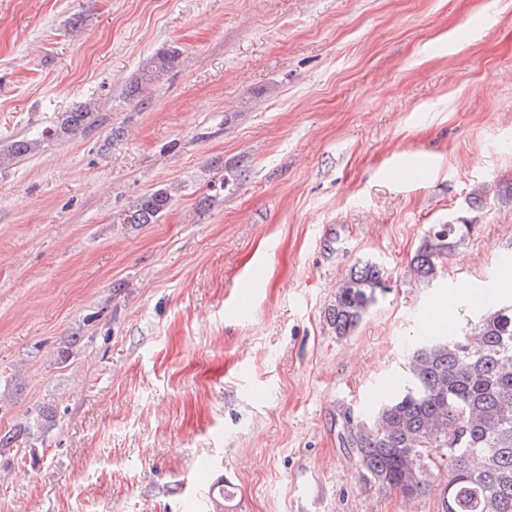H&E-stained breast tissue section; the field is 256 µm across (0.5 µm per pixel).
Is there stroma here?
I'll list each match as a JSON object with an SVG mask.
<instances>
[{"label": "stroma", "instance_id": "obj_1", "mask_svg": "<svg viewBox=\"0 0 512 512\" xmlns=\"http://www.w3.org/2000/svg\"><path fill=\"white\" fill-rule=\"evenodd\" d=\"M89 101L0 169V431L50 416L0 465V512H213L224 482L234 512H438L442 481L379 488L337 433L440 323L512 301L489 192L512 182V0H0V146ZM162 184L158 223H117ZM366 259L391 288L341 341L325 312ZM181 56L178 47H169L153 55L141 68L138 77L129 86V97H142L145 88L167 70L173 68ZM91 102L66 112L64 118L52 129L53 137L69 136L75 134L79 130H84L86 126V118L91 113ZM473 227V224L459 219L431 224L423 233L410 261V270L416 279L428 283L436 279L444 259L465 244Z\"/></svg>", "mask_w": 512, "mask_h": 512}]
</instances>
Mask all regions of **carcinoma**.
<instances>
[{"mask_svg":"<svg viewBox=\"0 0 512 512\" xmlns=\"http://www.w3.org/2000/svg\"><path fill=\"white\" fill-rule=\"evenodd\" d=\"M181 56L163 49L141 68L129 86L131 97ZM91 104L70 112L53 129L69 136L86 126ZM44 138H20L0 146V169L35 156ZM173 189L158 187L131 201L120 224H155L170 209ZM473 225L466 221L432 224L411 258L416 279L437 278L444 259L465 244ZM388 276L372 261H360L343 276L327 322L336 338L353 335L369 309L386 294ZM48 417L38 414L0 432V455L26 443L31 429ZM339 444L350 450L365 479L399 491L423 495L440 469L448 473L449 495H440L439 512H512V305H494L470 331L417 347L397 393L368 419L342 414Z\"/></svg>","mask_w":512,"mask_h":512,"instance_id":"cac0c4a2","label":"carcinoma"}]
</instances>
